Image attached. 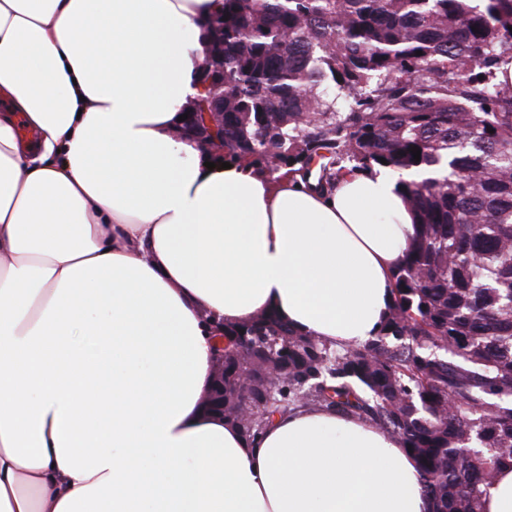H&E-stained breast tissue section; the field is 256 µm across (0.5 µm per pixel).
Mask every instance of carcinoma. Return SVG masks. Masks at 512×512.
Returning a JSON list of instances; mask_svg holds the SVG:
<instances>
[{
  "instance_id": "carcinoma-1",
  "label": "carcinoma",
  "mask_w": 512,
  "mask_h": 512,
  "mask_svg": "<svg viewBox=\"0 0 512 512\" xmlns=\"http://www.w3.org/2000/svg\"><path fill=\"white\" fill-rule=\"evenodd\" d=\"M207 31L187 111L224 113L215 154L319 190L422 174L399 181L416 233L376 336L338 349L273 311L224 327V418L254 439L298 405L369 421L413 456L433 512H482L512 465V0H224Z\"/></svg>"
}]
</instances>
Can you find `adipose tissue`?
<instances>
[{
	"label": "adipose tissue",
	"instance_id": "1",
	"mask_svg": "<svg viewBox=\"0 0 512 512\" xmlns=\"http://www.w3.org/2000/svg\"><path fill=\"white\" fill-rule=\"evenodd\" d=\"M222 7L0 0V512L432 508L368 421L204 406L215 322L361 345L415 233L390 169L322 192L177 137Z\"/></svg>",
	"mask_w": 512,
	"mask_h": 512
}]
</instances>
